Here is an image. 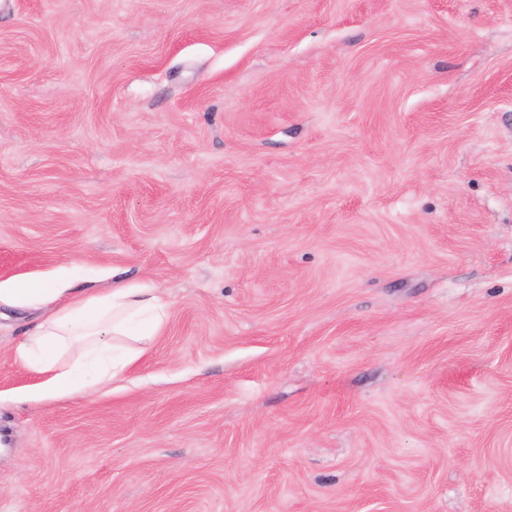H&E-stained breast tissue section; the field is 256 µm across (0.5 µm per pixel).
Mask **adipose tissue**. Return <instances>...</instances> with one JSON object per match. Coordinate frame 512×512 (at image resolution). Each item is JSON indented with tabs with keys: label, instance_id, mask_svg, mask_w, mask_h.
<instances>
[{
	"label": "adipose tissue",
	"instance_id": "obj_1",
	"mask_svg": "<svg viewBox=\"0 0 512 512\" xmlns=\"http://www.w3.org/2000/svg\"><path fill=\"white\" fill-rule=\"evenodd\" d=\"M41 303L47 311L15 349L45 374L36 394L69 396L112 381L166 327L169 304L146 284L115 283L102 294L64 296L53 282L19 277L0 284V305Z\"/></svg>",
	"mask_w": 512,
	"mask_h": 512
}]
</instances>
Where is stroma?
<instances>
[{"label":"stroma","instance_id":"obj_1","mask_svg":"<svg viewBox=\"0 0 512 512\" xmlns=\"http://www.w3.org/2000/svg\"><path fill=\"white\" fill-rule=\"evenodd\" d=\"M169 321L41 400L0 512H512V0H0V281Z\"/></svg>","mask_w":512,"mask_h":512}]
</instances>
